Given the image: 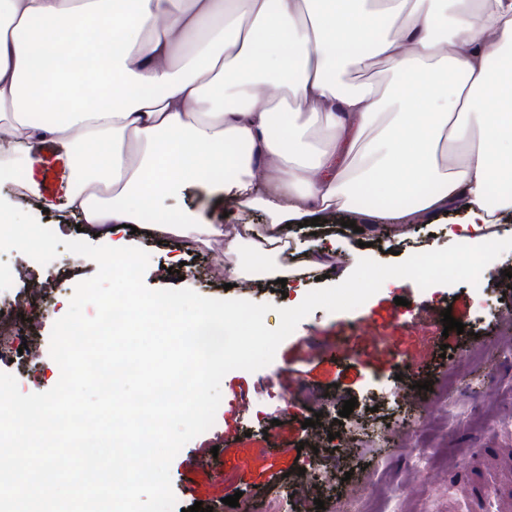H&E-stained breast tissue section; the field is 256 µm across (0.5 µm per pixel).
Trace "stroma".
Returning <instances> with one entry per match:
<instances>
[{
    "label": "stroma",
    "instance_id": "35a3bbf8",
    "mask_svg": "<svg viewBox=\"0 0 512 512\" xmlns=\"http://www.w3.org/2000/svg\"><path fill=\"white\" fill-rule=\"evenodd\" d=\"M42 154L32 175L46 184L41 197L26 191L32 176L20 170L0 182V198L54 225L61 239H77L79 219L65 207L61 190L64 167L54 145H45ZM43 199L49 210L39 209ZM210 206L206 193L189 184L147 210L175 222L208 213ZM463 216L454 208L399 233L382 224L357 233L348 223L358 213L338 210L319 226H294L288 234L293 249L323 253L335 258L337 271L350 272L363 258L396 264L452 245L447 227ZM129 240L150 255L149 288L184 287L208 298L266 303L270 328L279 324L278 308L297 295L293 287L276 291L271 281L260 288L238 285L229 260L215 250L139 233ZM0 265L10 270L0 280V301H17L18 338L36 356L27 367L2 361L0 372L13 374L25 392L47 391L60 378L50 356L53 324L67 312L76 284L93 277L97 265L64 249L46 265L4 252ZM485 271L478 287L461 282L423 289L406 279L349 312L315 309L280 344L271 364L228 372L212 427L170 466L177 508L185 512L200 501L213 512H239L224 503L237 494L245 503L284 498L286 512H455L459 500L468 502L469 512H483L482 494L491 485L500 512H512V319L498 315L512 310V251ZM444 310L465 324V333L445 331ZM427 381L446 382L447 389L434 396L422 388ZM413 385L415 403L394 399V391ZM350 398L356 406L339 419ZM315 413L336 435L317 451L310 446L315 430L304 424ZM396 426L401 435H393ZM331 453L338 473L351 478L317 488L314 475Z\"/></svg>",
    "mask_w": 512,
    "mask_h": 512
}]
</instances>
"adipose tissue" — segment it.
<instances>
[{
    "mask_svg": "<svg viewBox=\"0 0 512 512\" xmlns=\"http://www.w3.org/2000/svg\"><path fill=\"white\" fill-rule=\"evenodd\" d=\"M378 63L384 86L350 80ZM0 127V180L54 144L67 208L121 259L138 223L222 242L240 277L291 280L289 225L363 185L416 195L362 212L395 226L466 208L477 247L512 212V194L487 199L512 182V0H0ZM192 181L223 214L142 224Z\"/></svg>",
    "mask_w": 512,
    "mask_h": 512,
    "instance_id": "obj_1",
    "label": "adipose tissue"
}]
</instances>
